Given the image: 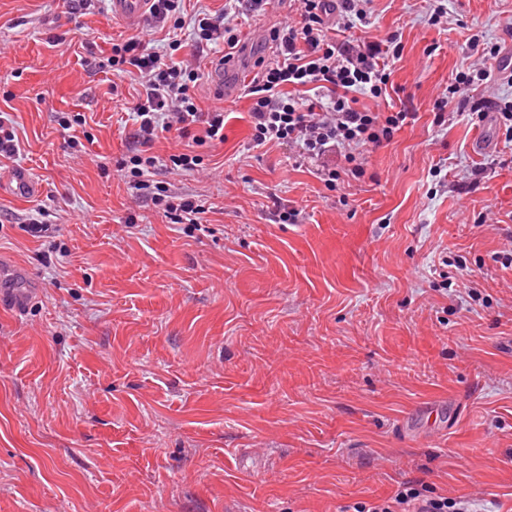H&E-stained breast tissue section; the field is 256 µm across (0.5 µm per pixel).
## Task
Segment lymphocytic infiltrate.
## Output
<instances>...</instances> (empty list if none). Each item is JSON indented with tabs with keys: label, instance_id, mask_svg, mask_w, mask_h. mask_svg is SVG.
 Here are the masks:
<instances>
[{
	"label": "lymphocytic infiltrate",
	"instance_id": "obj_1",
	"mask_svg": "<svg viewBox=\"0 0 512 512\" xmlns=\"http://www.w3.org/2000/svg\"><path fill=\"white\" fill-rule=\"evenodd\" d=\"M264 0H234L235 8L194 20V47L188 58L174 62L155 51L150 34L165 30L180 15L182 0H152L145 31L113 44L109 59L114 75L134 74L141 91L132 107L136 125L134 150L125 160L131 177L151 174L156 164L171 171H193L202 158L193 152L160 160L152 147L160 135L176 133L186 138L202 127L206 139L223 141L224 111L204 112L197 105L204 51L223 50L231 61L241 50L238 27L243 18L260 9ZM298 25L274 28L270 39L277 60L264 67L247 84L253 100L251 119L254 146L288 144L311 160L342 154L343 170L322 168L327 186L340 176L360 178L364 172L356 150L379 146L410 119L407 111L385 114L359 107L360 96L380 97L387 82L388 48L378 42L352 44L329 36L325 17L336 13L339 31L365 19L362 0H296ZM477 503L466 498L437 494L420 480L399 485L393 495L375 502H357L343 512H476Z\"/></svg>",
	"mask_w": 512,
	"mask_h": 512
}]
</instances>
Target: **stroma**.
I'll list each match as a JSON object with an SVG mask.
<instances>
[{
	"label": "stroma",
	"mask_w": 512,
	"mask_h": 512,
	"mask_svg": "<svg viewBox=\"0 0 512 512\" xmlns=\"http://www.w3.org/2000/svg\"><path fill=\"white\" fill-rule=\"evenodd\" d=\"M366 9L353 38H395L399 57L360 103L416 119L360 179L330 188L337 157L253 147L244 82L297 19L271 2L239 28L233 96L201 81L199 108L224 110L223 142L193 147L206 173L158 168L137 190L119 164L140 87L103 68L127 29L105 0H0L21 146L0 181L43 186L0 195V292L31 295L0 302V512H341L415 479L512 512V122L488 105L512 80L446 95L478 49L512 44V0ZM160 185L203 223L165 217ZM275 196L298 223L275 221ZM35 214L46 236L26 232ZM1 190L20 195H34L39 192L40 186L27 170L18 169L7 183H3L2 188L0 182V192Z\"/></svg>",
	"instance_id": "obj_1"
}]
</instances>
